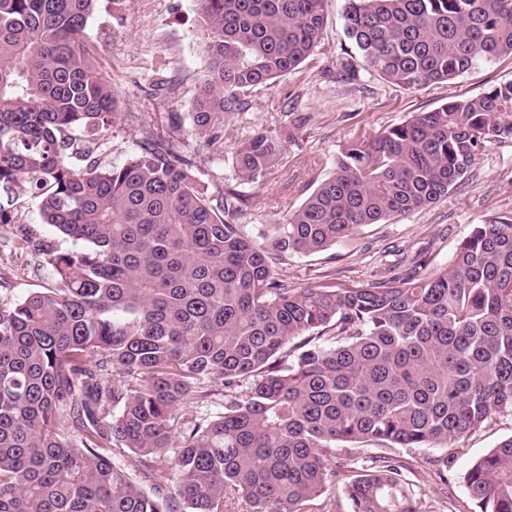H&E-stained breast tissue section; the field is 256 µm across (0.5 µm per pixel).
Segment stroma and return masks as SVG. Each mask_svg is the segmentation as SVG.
Here are the masks:
<instances>
[{"label": "stroma", "mask_w": 512, "mask_h": 512, "mask_svg": "<svg viewBox=\"0 0 512 512\" xmlns=\"http://www.w3.org/2000/svg\"><path fill=\"white\" fill-rule=\"evenodd\" d=\"M346 0H326L320 55L293 73L243 95V105L226 116L214 142L196 136L187 118L206 74L196 0H100L84 33L119 100L123 119L112 129L100 160L124 163L148 132L167 135L176 151L191 156L208 193L222 192L236 179L232 149L259 132L288 141L261 181L245 185L248 203L242 224H270L299 207L334 169L341 147L370 128L397 124L410 113L439 107L451 96H475L490 85L512 81V57L478 67L455 84H433L406 92L374 78L349 83L341 62L354 48L343 29ZM182 116L177 131L168 114ZM512 215V141L490 145L468 180L448 196L408 216L358 228L327 250L299 255L288 263V278L300 287L325 279L371 282L403 272L401 257L426 256L434 265L450 262L472 225L491 215ZM13 228L0 226V272L7 279L0 301L16 300L48 285L49 269L31 252L14 250ZM512 436V413L468 437L447 468L440 448H398L405 477L415 494L437 512H473L463 477L475 459Z\"/></svg>", "instance_id": "35a3bbf8"}]
</instances>
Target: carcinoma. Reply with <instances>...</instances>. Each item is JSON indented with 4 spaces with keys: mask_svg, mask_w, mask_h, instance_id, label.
Here are the masks:
<instances>
[{
    "mask_svg": "<svg viewBox=\"0 0 512 512\" xmlns=\"http://www.w3.org/2000/svg\"><path fill=\"white\" fill-rule=\"evenodd\" d=\"M98 0H0V224L20 192L83 244L14 234L53 283L0 302V512H432L394 448H457L512 412V216L472 225L449 265L298 288L277 267L448 195L512 141V81L374 127L275 224H239L166 137L101 164L121 112L83 34ZM207 74L189 116L213 141L240 95L321 45L325 0H198ZM360 71L403 90L512 57V0H347ZM282 138L233 149L241 184ZM380 446L357 467L360 445ZM347 453L336 460V449ZM131 452L141 468L122 461ZM474 512H512V436L464 476Z\"/></svg>",
    "mask_w": 512,
    "mask_h": 512,
    "instance_id": "cac0c4a2",
    "label": "carcinoma"
}]
</instances>
